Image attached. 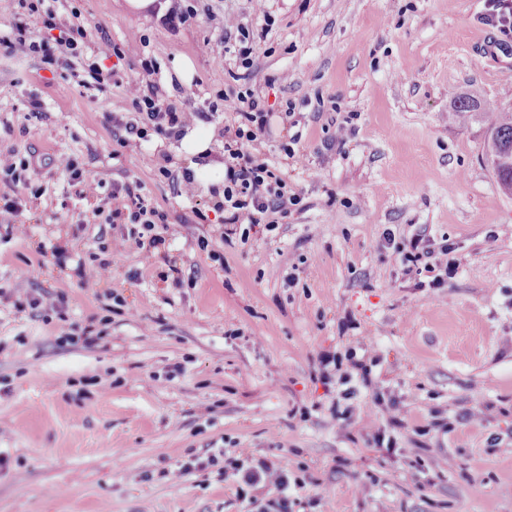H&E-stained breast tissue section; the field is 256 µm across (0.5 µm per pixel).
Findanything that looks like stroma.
Returning a JSON list of instances; mask_svg holds the SVG:
<instances>
[{"label": "stroma", "mask_w": 512, "mask_h": 512, "mask_svg": "<svg viewBox=\"0 0 512 512\" xmlns=\"http://www.w3.org/2000/svg\"><path fill=\"white\" fill-rule=\"evenodd\" d=\"M156 3L164 14L55 0L62 28L87 29L74 73L0 55V150L44 162L39 195L0 182L20 203L0 212V512H246L217 468L171 484L215 448L286 465L299 512H512V195L484 162V128L448 121L454 92L512 109V50L482 52L484 0H266L247 69L217 45L246 0ZM190 4L197 16L177 20ZM104 38L125 58L97 55ZM142 55L162 100L174 61L193 62L178 106H233L250 88L293 110L260 145L301 198L287 218L225 239L210 192L178 194L186 166L163 161L170 145H119L104 115L128 109ZM91 64L104 84H79ZM343 121L352 135L326 150ZM61 156L96 193L78 196ZM131 181L168 215L159 248L113 251L130 225L82 221ZM389 231L453 244L455 277L420 287L383 249ZM66 324L99 336L62 338ZM352 352L373 360L371 385L318 379L322 355ZM349 386L359 403L398 400V452L332 416ZM486 401L484 424L459 423ZM436 417L452 431L430 430Z\"/></svg>", "instance_id": "1"}]
</instances>
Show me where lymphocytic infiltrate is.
<instances>
[{
	"mask_svg": "<svg viewBox=\"0 0 512 512\" xmlns=\"http://www.w3.org/2000/svg\"><path fill=\"white\" fill-rule=\"evenodd\" d=\"M14 19L11 34L0 36V50L5 55L23 54L37 57L43 69L58 73L71 69L73 60L80 55V44L87 38L84 25L71 26L59 32L57 14L47 0H0V14ZM37 17L45 34L37 40L27 39L25 32L29 17ZM143 77L132 92V109L128 112H110L107 123L118 133L120 145L128 146L155 132L168 140L180 139L192 119L207 120L201 109L180 108L161 104L158 87L153 80L156 72L151 58L140 60ZM238 105L224 123V190L214 200L213 208L224 215V235L232 237L241 224H273L287 217L292 206L298 205L300 196L288 184V173L263 158L258 144L267 133L271 114L262 98L247 90L237 95ZM87 224H116L126 221L140 225L141 235L135 244H148L155 248L162 239L156 235L157 225L167 223L165 211L152 206L143 194L140 182H126L112 187V209L92 208L83 217ZM386 248L400 255L402 262L422 265L429 273V287L440 288L452 278L456 265L448 259L452 245L432 248L429 239L415 235L403 244H396L393 234L384 236ZM232 475L240 485L241 497L250 491L274 488L277 496L268 500L266 512H292L295 501L288 493L290 481L285 467L262 459L250 464L235 463Z\"/></svg>",
	"mask_w": 512,
	"mask_h": 512,
	"instance_id": "obj_1",
	"label": "lymphocytic infiltrate"
}]
</instances>
